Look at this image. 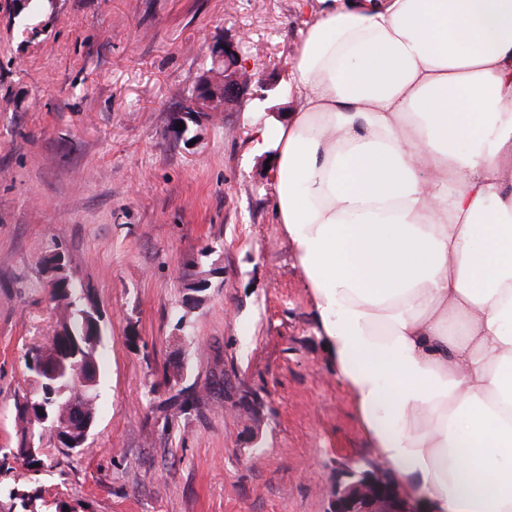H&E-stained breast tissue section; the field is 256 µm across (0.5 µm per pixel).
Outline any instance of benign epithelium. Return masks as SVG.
<instances>
[{"instance_id": "7a95c632", "label": "benign epithelium", "mask_w": 512, "mask_h": 512, "mask_svg": "<svg viewBox=\"0 0 512 512\" xmlns=\"http://www.w3.org/2000/svg\"><path fill=\"white\" fill-rule=\"evenodd\" d=\"M246 42L247 37L243 36L237 43H226L212 49L214 60L224 62V79L221 82L205 79L197 86L194 97L183 107L171 127L174 137L180 138L185 134V131L176 129V125L187 123L189 112H222L253 84L267 91L273 90V87L263 84L258 65L241 66L242 48ZM92 424L93 421L89 420L83 425L82 437L77 442L69 435L70 424L60 417L54 418L59 447L75 448L85 444ZM369 468L371 474L361 480L352 477L355 466L345 469V480L336 484L332 492L329 512H422L416 502L406 498L395 485L388 484L384 476L386 464L374 460L369 463Z\"/></svg>"}]
</instances>
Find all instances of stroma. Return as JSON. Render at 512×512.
<instances>
[{"mask_svg":"<svg viewBox=\"0 0 512 512\" xmlns=\"http://www.w3.org/2000/svg\"><path fill=\"white\" fill-rule=\"evenodd\" d=\"M226 2L53 0L31 18L0 0V448L54 445L15 410L56 328L50 253L105 320L86 448L0 482L40 489L35 512H329L372 455L253 136L293 109L319 0ZM243 37L277 97L171 138L211 47Z\"/></svg>","mask_w":512,"mask_h":512,"instance_id":"obj_1","label":"stroma"}]
</instances>
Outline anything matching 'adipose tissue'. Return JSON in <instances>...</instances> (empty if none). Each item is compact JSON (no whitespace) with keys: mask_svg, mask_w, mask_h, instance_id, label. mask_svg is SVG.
<instances>
[{"mask_svg":"<svg viewBox=\"0 0 512 512\" xmlns=\"http://www.w3.org/2000/svg\"><path fill=\"white\" fill-rule=\"evenodd\" d=\"M288 93L277 222L375 458L512 512V0H325Z\"/></svg>","mask_w":512,"mask_h":512,"instance_id":"1","label":"adipose tissue"}]
</instances>
